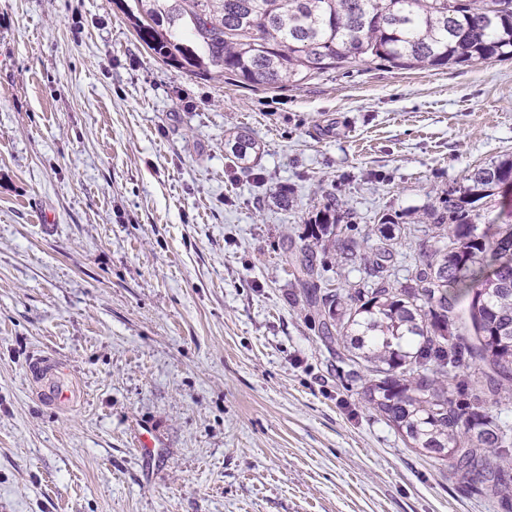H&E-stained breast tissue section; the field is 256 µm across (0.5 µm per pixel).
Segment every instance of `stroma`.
Returning a JSON list of instances; mask_svg holds the SVG:
<instances>
[{"label":"stroma","mask_w":512,"mask_h":512,"mask_svg":"<svg viewBox=\"0 0 512 512\" xmlns=\"http://www.w3.org/2000/svg\"><path fill=\"white\" fill-rule=\"evenodd\" d=\"M133 6L0 0V512H505L365 409L283 249L324 191L413 225L512 158V59L257 89L164 63ZM230 146L232 156L242 169H250L260 158L261 144L247 129H239L226 142ZM62 370V364L57 360L41 357L33 361L31 366L32 378L39 386V397L51 404L69 403L73 397V391L63 384L55 383L52 380L54 373Z\"/></svg>","instance_id":"1"}]
</instances>
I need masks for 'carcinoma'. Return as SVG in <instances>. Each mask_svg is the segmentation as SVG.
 Instances as JSON below:
<instances>
[{
	"mask_svg": "<svg viewBox=\"0 0 512 512\" xmlns=\"http://www.w3.org/2000/svg\"><path fill=\"white\" fill-rule=\"evenodd\" d=\"M132 25L167 64L205 78L228 73L252 87L299 85L358 62L398 70L512 58V0H135ZM243 169L261 144L243 128L227 140ZM512 186V161L481 167L423 213L433 243L396 280L414 229L386 214L349 235L328 191L309 242L287 261L319 336L359 366L365 407L404 444L445 461L473 491L512 512V224H478L476 207ZM333 238L356 282L322 288L317 248Z\"/></svg>",
	"mask_w": 512,
	"mask_h": 512,
	"instance_id": "1",
	"label": "carcinoma"
}]
</instances>
